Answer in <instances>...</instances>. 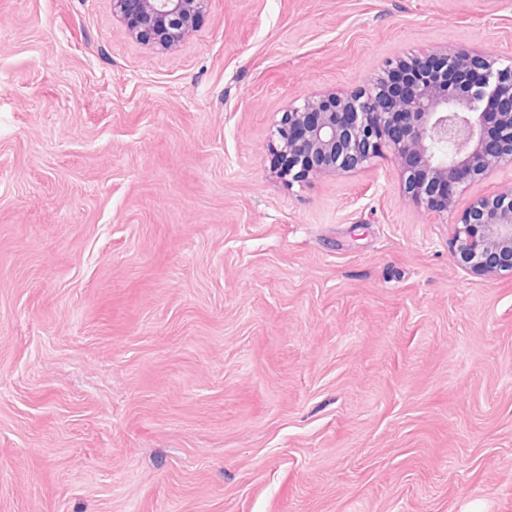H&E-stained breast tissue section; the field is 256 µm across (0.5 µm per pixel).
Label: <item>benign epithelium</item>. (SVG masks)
Listing matches in <instances>:
<instances>
[{
	"instance_id": "1",
	"label": "benign epithelium",
	"mask_w": 512,
	"mask_h": 512,
	"mask_svg": "<svg viewBox=\"0 0 512 512\" xmlns=\"http://www.w3.org/2000/svg\"><path fill=\"white\" fill-rule=\"evenodd\" d=\"M209 0H112V15L136 38L178 46ZM429 56L478 72L465 94L431 82L379 79L348 93L291 105L276 129L275 150L288 176H334L365 167L382 151L402 169L408 193L435 215L453 211L459 187L512 163V66L485 54L439 49ZM449 252L476 275H512V188L480 196L452 224Z\"/></svg>"
}]
</instances>
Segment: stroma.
Here are the masks:
<instances>
[{
	"mask_svg": "<svg viewBox=\"0 0 512 512\" xmlns=\"http://www.w3.org/2000/svg\"><path fill=\"white\" fill-rule=\"evenodd\" d=\"M512 0H210L165 49L112 0H0V512H512V277L390 155L290 182L291 103Z\"/></svg>",
	"mask_w": 512,
	"mask_h": 512,
	"instance_id": "1",
	"label": "stroma"
}]
</instances>
